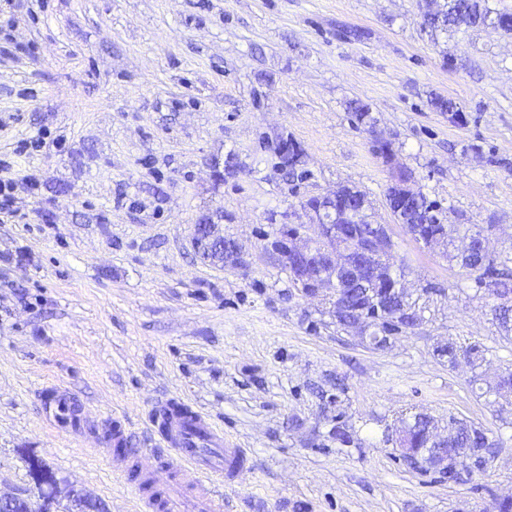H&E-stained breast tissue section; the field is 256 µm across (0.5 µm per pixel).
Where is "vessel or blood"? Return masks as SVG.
Masks as SVG:
<instances>
[{
	"label": "vessel or blood",
	"instance_id": "b4317fda",
	"mask_svg": "<svg viewBox=\"0 0 512 512\" xmlns=\"http://www.w3.org/2000/svg\"><path fill=\"white\" fill-rule=\"evenodd\" d=\"M49 410L68 422L75 434H86L83 412L60 393H52ZM157 448L113 456L125 444L126 432L113 421L97 454L124 481L136 484L135 512H220L226 483L235 481L247 463L246 453L225 445L224 432L202 412L170 399L154 414Z\"/></svg>",
	"mask_w": 512,
	"mask_h": 512
}]
</instances>
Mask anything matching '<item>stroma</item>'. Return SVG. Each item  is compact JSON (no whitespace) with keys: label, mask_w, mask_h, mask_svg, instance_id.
Here are the masks:
<instances>
[{"label":"stroma","mask_w":512,"mask_h":512,"mask_svg":"<svg viewBox=\"0 0 512 512\" xmlns=\"http://www.w3.org/2000/svg\"><path fill=\"white\" fill-rule=\"evenodd\" d=\"M426 0H0V36L35 44L0 57V159L31 179L0 221V492L38 501L28 457L104 512L134 493L46 414L61 387L98 430L118 415L128 448L156 447L155 411H203L248 464L224 512H483L512 497V399L479 381L512 365L494 299L467 288L439 249L385 203L388 140L411 189L451 224H491L512 256V35L430 37ZM365 31L358 41L347 29ZM455 102L461 121L430 104ZM361 100L373 129L350 120ZM46 139L34 151L35 136ZM306 154L282 170L280 141ZM234 156L236 169L224 162ZM392 225L424 321L381 348L337 325L331 300L301 295L268 243L307 221L304 200L342 187ZM212 218L243 267L203 260L193 227ZM480 345L449 365L435 348ZM466 420L500 438L493 464L459 482L399 458L401 417ZM353 442L336 441V420Z\"/></svg>","instance_id":"35a3bbf8"}]
</instances>
